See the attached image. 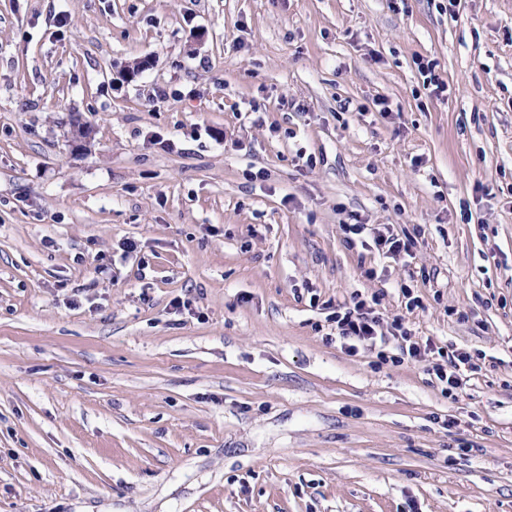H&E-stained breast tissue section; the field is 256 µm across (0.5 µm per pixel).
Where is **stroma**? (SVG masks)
<instances>
[{
  "label": "stroma",
  "instance_id": "1",
  "mask_svg": "<svg viewBox=\"0 0 512 512\" xmlns=\"http://www.w3.org/2000/svg\"><path fill=\"white\" fill-rule=\"evenodd\" d=\"M442 4L0 0V512H512V0ZM414 63L423 77L424 86H427V89H430V92L436 98L448 95V84L438 73L439 63L436 60H424L423 57H418ZM373 242L378 251L392 256L400 255L402 252L409 253L412 245L410 242L401 240L389 230L387 232H379L374 237ZM379 294H372L370 300L355 297L352 307L338 306L331 320L336 323L338 336L351 342L368 343L378 351L376 357L392 363H402L405 358L416 359L421 356L419 343L412 340L411 332L404 326L403 319H395L391 325V336L398 342L399 355L388 356L383 349L386 337L379 331V319L374 315L372 305L380 302ZM481 359L484 358L479 356L475 358L467 351H458L450 361L452 364L451 370L448 371L442 365L435 364L430 372L434 374L436 380L442 385V392L448 395V398L455 400L458 390L462 389L464 385V379L460 371L465 370L470 375H474L472 373H477L482 369L478 363Z\"/></svg>",
  "mask_w": 512,
  "mask_h": 512
}]
</instances>
